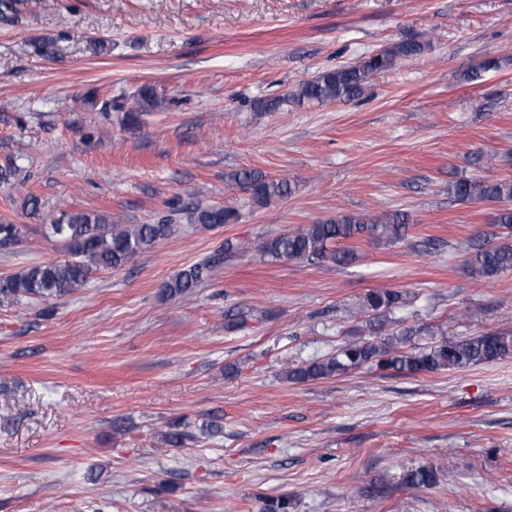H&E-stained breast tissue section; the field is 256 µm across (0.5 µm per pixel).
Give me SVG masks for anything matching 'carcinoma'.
<instances>
[{
  "instance_id": "obj_1",
  "label": "carcinoma",
  "mask_w": 512,
  "mask_h": 512,
  "mask_svg": "<svg viewBox=\"0 0 512 512\" xmlns=\"http://www.w3.org/2000/svg\"><path fill=\"white\" fill-rule=\"evenodd\" d=\"M21 0H0V22L9 24L18 16ZM426 43L403 40L362 59L361 61L327 70L315 78L303 81L289 94L292 101L332 103L359 98L371 78L395 67L401 60H410L423 53ZM162 105L149 87L137 94L134 105L126 110V121L139 124L140 114ZM230 185L249 194L256 205H267L291 194L284 179L273 178L260 170L242 169L228 175ZM448 192L462 200L502 202L512 200L511 179L471 178L448 183ZM191 224L219 226L232 224L238 213L221 206L196 204L186 210ZM494 230L479 231L470 243L469 266L472 275L491 279L512 270V244L497 243L495 229L512 231V208H500L493 218ZM52 235L68 247L70 258L64 261L41 262L0 277V306L18 304L24 299L49 302L82 287L97 270L119 269L139 255L168 239L176 229L170 218L153 224H116L94 212H65L51 225ZM407 217L395 212L381 220L368 215L343 214L301 224L294 230L263 240L259 252L273 261H296L308 264L332 262L347 265L355 258L354 250L345 243L367 238L387 244L405 239ZM18 224H0V246L19 241ZM232 249L230 242L204 262L193 264L170 278L161 290L165 298L185 297L207 280L224 260V252ZM403 295L393 289H375L363 298L359 314L376 319L385 318L400 306ZM434 337L430 345L405 350L408 337L421 332ZM512 357V331L502 330L479 336L448 339L441 323L425 328L408 327L392 332L375 341L352 340L324 358L288 372L287 379L304 383L321 378L347 374L365 365L383 370L410 374L463 369L478 363H491ZM190 435L175 422L164 433L165 441L182 448ZM408 483L414 487H430L435 473L427 467L413 470ZM293 497L284 494L265 500L264 512H291Z\"/></svg>"
}]
</instances>
